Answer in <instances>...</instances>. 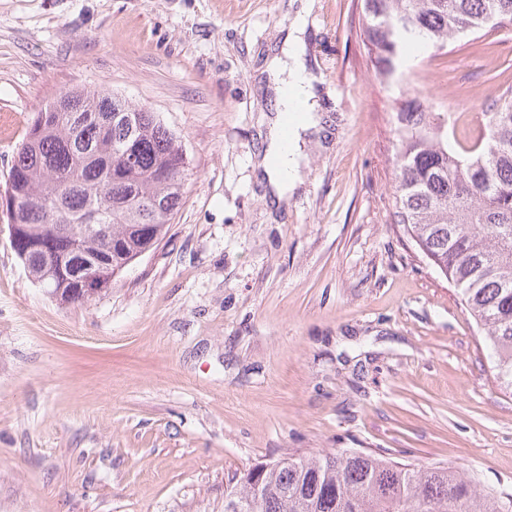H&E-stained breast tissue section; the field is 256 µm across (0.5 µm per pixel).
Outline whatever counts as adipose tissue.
Returning a JSON list of instances; mask_svg holds the SVG:
<instances>
[{
  "label": "adipose tissue",
  "instance_id": "ef3b65f1",
  "mask_svg": "<svg viewBox=\"0 0 512 512\" xmlns=\"http://www.w3.org/2000/svg\"><path fill=\"white\" fill-rule=\"evenodd\" d=\"M313 0H300L279 51L265 57L259 67L274 99L265 118L266 145L256 161L261 178L268 186L273 204H280L288 193L304 184L303 152L306 135L324 139L328 132L327 115L318 111L319 76L311 71L306 57L305 34L313 12ZM301 100L302 116L296 121L291 142H284L282 126L293 100Z\"/></svg>",
  "mask_w": 512,
  "mask_h": 512
}]
</instances>
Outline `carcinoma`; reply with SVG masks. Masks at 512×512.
I'll return each mask as SVG.
<instances>
[{
  "instance_id": "cac0c4a2",
  "label": "carcinoma",
  "mask_w": 512,
  "mask_h": 512,
  "mask_svg": "<svg viewBox=\"0 0 512 512\" xmlns=\"http://www.w3.org/2000/svg\"><path fill=\"white\" fill-rule=\"evenodd\" d=\"M375 75L392 80L406 53L512 20V0H361ZM396 222L458 288L482 328L491 368L512 389V85L474 127L464 112H431L411 99L394 113ZM134 157L125 160L126 152ZM181 166L179 179L163 169ZM186 156L156 113L99 89L75 88L37 112L4 194L23 226L14 252L28 276L63 303L90 299L85 279L162 240L184 194ZM131 192L139 207L119 201ZM100 222L84 223L87 212ZM258 512H512V496L480 489L453 467L413 465L376 451L299 455L262 471Z\"/></svg>"
}]
</instances>
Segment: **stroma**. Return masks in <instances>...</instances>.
I'll return each mask as SVG.
<instances>
[{
	"instance_id": "1",
	"label": "stroma",
	"mask_w": 512,
	"mask_h": 512,
	"mask_svg": "<svg viewBox=\"0 0 512 512\" xmlns=\"http://www.w3.org/2000/svg\"><path fill=\"white\" fill-rule=\"evenodd\" d=\"M289 2L0 0V189L35 113L77 87L157 112L189 160L166 237L84 303L34 283L0 219V512H224L255 464L342 449L512 495V392L393 217L399 101L485 107L512 24L384 83L360 0H315L331 138L274 208L256 70Z\"/></svg>"
}]
</instances>
